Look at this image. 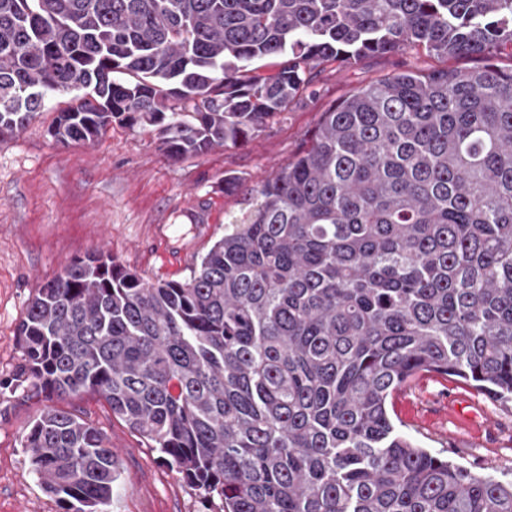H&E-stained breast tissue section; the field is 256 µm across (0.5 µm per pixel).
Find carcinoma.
<instances>
[{
  "instance_id": "1",
  "label": "carcinoma",
  "mask_w": 512,
  "mask_h": 512,
  "mask_svg": "<svg viewBox=\"0 0 512 512\" xmlns=\"http://www.w3.org/2000/svg\"><path fill=\"white\" fill-rule=\"evenodd\" d=\"M413 47L478 57L405 71L321 113L184 280L111 255L29 299L12 388L61 512H111L90 393L216 512H512L504 484L416 445L388 413L420 372L512 399V0H0V138L118 119L172 160L247 141L322 63Z\"/></svg>"
}]
</instances>
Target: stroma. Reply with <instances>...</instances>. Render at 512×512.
Here are the masks:
<instances>
[{"instance_id": "stroma-1", "label": "stroma", "mask_w": 512, "mask_h": 512, "mask_svg": "<svg viewBox=\"0 0 512 512\" xmlns=\"http://www.w3.org/2000/svg\"><path fill=\"white\" fill-rule=\"evenodd\" d=\"M472 58L416 49L325 63L312 85L247 142L169 160L156 138L116 121L89 145L62 146L48 133L69 95L47 101L18 136L0 140V512H59L39 485L21 445L38 398L5 388L21 360L16 330L36 288L69 261L95 251L155 282L187 278L191 268L239 214L244 194L302 149L331 104L394 72L466 70ZM238 189L224 190L225 176ZM102 428L122 461L112 512H202L199 493L85 395L68 404ZM397 428L422 447L479 474L512 481V402L502 403L435 374L395 394ZM483 446H475L474 437Z\"/></svg>"}]
</instances>
